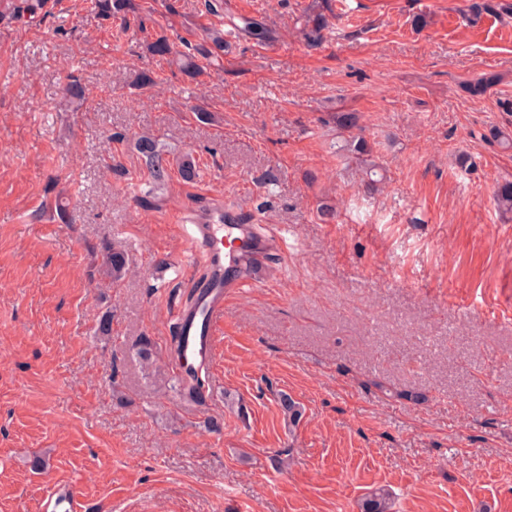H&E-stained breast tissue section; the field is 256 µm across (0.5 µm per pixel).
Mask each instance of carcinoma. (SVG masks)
Here are the masks:
<instances>
[{"instance_id":"carcinoma-1","label":"carcinoma","mask_w":512,"mask_h":512,"mask_svg":"<svg viewBox=\"0 0 512 512\" xmlns=\"http://www.w3.org/2000/svg\"><path fill=\"white\" fill-rule=\"evenodd\" d=\"M92 3L100 16L126 20L129 0H92ZM52 7L53 0H0V20L8 17L16 22L29 24L50 15ZM233 29L235 34H244L259 44L273 39L272 29L255 18L243 17L241 24L233 25ZM327 29L326 16L314 11L307 14L302 35L307 43L317 44L324 38V31ZM224 45V26L221 25L206 28L204 35L195 42L182 40V51L177 50L176 44L163 33L147 45V50L153 56L182 57L185 59L184 70L193 76H200L212 67H223ZM499 80L498 74L485 73L468 83L465 90L470 96L479 98L486 95ZM337 121L341 131L340 150L347 152L366 176L364 183L367 191L376 190L380 179L378 166L372 160L373 145L363 135V128L358 124L355 114L343 113L337 117ZM133 147L144 161L147 175L153 183L158 185L164 182L171 168L170 152L156 138L148 135L136 139ZM496 200L498 208L503 213H512V182H505L498 187ZM99 255L100 275L108 279L112 285H119L132 266L130 252L124 245L114 241L102 244ZM176 388L185 399L198 402L205 400V385L199 376L194 375L191 380L185 382L176 381ZM280 404L291 423H298L302 417L300 405L286 394L280 396ZM361 512H391L389 494L383 489L372 492L363 499Z\"/></svg>"}]
</instances>
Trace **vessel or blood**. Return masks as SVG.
Wrapping results in <instances>:
<instances>
[{
  "instance_id": "1",
  "label": "vessel or blood",
  "mask_w": 512,
  "mask_h": 512,
  "mask_svg": "<svg viewBox=\"0 0 512 512\" xmlns=\"http://www.w3.org/2000/svg\"><path fill=\"white\" fill-rule=\"evenodd\" d=\"M189 242L192 250L205 254L208 269L194 304L177 309L172 315L180 338L174 373L180 378L212 366L218 326L224 318V299L257 285L249 266L270 245L251 225L226 224L217 215L193 224ZM78 509L76 490L66 482L50 487L39 502V512H78Z\"/></svg>"
}]
</instances>
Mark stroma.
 <instances>
[{
  "mask_svg": "<svg viewBox=\"0 0 512 512\" xmlns=\"http://www.w3.org/2000/svg\"><path fill=\"white\" fill-rule=\"evenodd\" d=\"M470 2L327 0L312 45V0H224L222 24L252 17L275 38L231 39L223 70L195 78L145 43L200 38L204 0L173 15L131 0L153 20L119 42L86 0L0 22V512H37L59 480L82 512H360L378 488L392 512H512V221L495 202L512 149L490 136L512 132V0L474 17ZM141 71L156 84L134 86ZM484 72L501 83L469 97ZM340 112L374 144L377 191L334 148ZM144 133L197 177L151 189ZM218 209L285 229L288 247L266 254L269 284L225 300L194 404L172 391L171 312L205 262L179 266L183 226ZM112 241L133 258L115 287L96 257ZM328 20L322 12L307 14V20L302 28V35L309 44H317L324 38V31L328 29Z\"/></svg>",
  "mask_w": 512,
  "mask_h": 512,
  "instance_id": "obj_1",
  "label": "stroma"
}]
</instances>
